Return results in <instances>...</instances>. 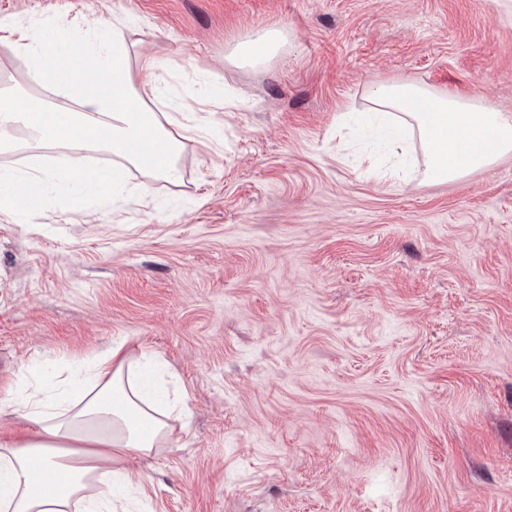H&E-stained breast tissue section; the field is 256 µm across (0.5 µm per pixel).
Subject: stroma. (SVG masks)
<instances>
[{
	"label": "stroma",
	"instance_id": "obj_1",
	"mask_svg": "<svg viewBox=\"0 0 512 512\" xmlns=\"http://www.w3.org/2000/svg\"><path fill=\"white\" fill-rule=\"evenodd\" d=\"M120 19L161 66L183 178L0 221V403L124 340L190 418L132 461L142 512H512V155L388 179L370 89L512 113V0H0V25ZM286 37L258 68L229 47Z\"/></svg>",
	"mask_w": 512,
	"mask_h": 512
}]
</instances>
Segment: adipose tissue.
<instances>
[{
  "mask_svg": "<svg viewBox=\"0 0 512 512\" xmlns=\"http://www.w3.org/2000/svg\"><path fill=\"white\" fill-rule=\"evenodd\" d=\"M6 39L28 61L29 91L0 84V153L15 151L20 135L39 148L70 153L64 175L38 163L0 169V216L31 218L49 192L63 186L73 201L109 197L129 169L148 180L181 181L179 156L187 126L155 111L159 63L141 57L131 72L120 21L104 26L102 41L90 45L85 33L53 28L8 29ZM285 39L270 29L237 41L230 61L262 66L276 58ZM65 90L73 105L59 108L36 97L39 89ZM373 114L393 123L396 147L407 135L418 138L426 175L453 182L512 152V115L477 107L444 92L411 82L371 89ZM111 153L114 161L98 176H86V154ZM52 391L22 388L11 412L29 423V435L0 433V512H132L131 490L141 481L129 461L153 455L171 440L174 423H185L188 408L172 391L157 357L110 345L89 362L53 368ZM63 476L64 484L35 492L32 466Z\"/></svg>",
  "mask_w": 512,
  "mask_h": 512,
  "instance_id": "obj_1",
  "label": "adipose tissue"
}]
</instances>
